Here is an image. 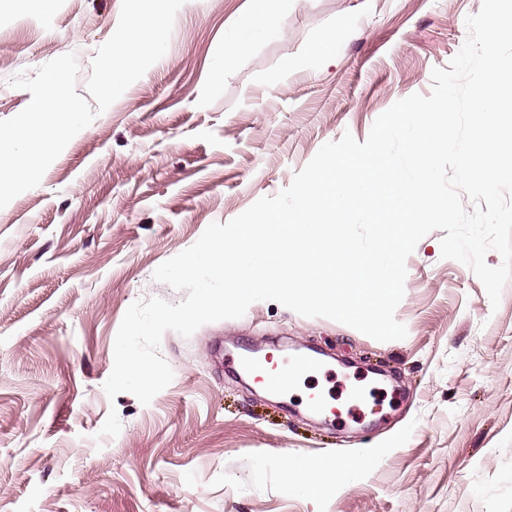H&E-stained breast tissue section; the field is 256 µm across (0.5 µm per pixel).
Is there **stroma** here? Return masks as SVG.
I'll return each instance as SVG.
<instances>
[{"label": "stroma", "mask_w": 512, "mask_h": 512, "mask_svg": "<svg viewBox=\"0 0 512 512\" xmlns=\"http://www.w3.org/2000/svg\"><path fill=\"white\" fill-rule=\"evenodd\" d=\"M121 3L0 0V120L31 99L10 78L66 53L86 95ZM251 4L186 0L166 54L0 209V512H512V280L492 305L442 258L439 230L406 260L404 339L259 301L166 332L174 379L149 405L108 400L128 307L186 297L156 268L287 187L324 143L365 141L396 101L429 94L482 0H298L273 37L249 26ZM236 38L250 46L225 63ZM297 343L323 354L304 388L345 416L241 382L247 347L270 360ZM112 408L121 431L100 436ZM336 458L351 464L340 484ZM290 460L314 466L312 489L286 484Z\"/></svg>", "instance_id": "stroma-1"}]
</instances>
